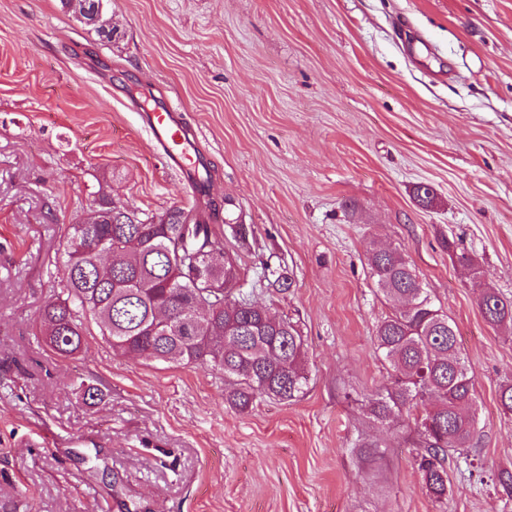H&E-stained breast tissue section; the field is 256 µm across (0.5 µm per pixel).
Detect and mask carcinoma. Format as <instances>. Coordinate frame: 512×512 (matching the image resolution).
Here are the masks:
<instances>
[{
	"instance_id": "cac0c4a2",
	"label": "carcinoma",
	"mask_w": 512,
	"mask_h": 512,
	"mask_svg": "<svg viewBox=\"0 0 512 512\" xmlns=\"http://www.w3.org/2000/svg\"><path fill=\"white\" fill-rule=\"evenodd\" d=\"M62 7L110 38L103 0H61ZM367 260L380 293L401 308L377 326L375 346L391 370L386 395L370 402L377 420L406 413L419 432L415 463L429 495L448 500V456L472 447L475 377L456 331L412 264L370 243ZM452 260L482 289L480 307L494 328L512 330V302L484 286L479 262L465 251ZM57 275L62 291L39 312L49 348L78 352L84 322L95 321L112 351L191 367H216L224 398L244 412L260 398L296 400L308 383L299 325L275 318L240 288L236 259L211 225L176 207L140 216L103 195L92 223L69 225ZM193 333L185 337L183 319Z\"/></svg>"
}]
</instances>
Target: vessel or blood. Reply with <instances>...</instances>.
I'll return each mask as SVG.
<instances>
[{"instance_id":"obj_1","label":"vessel or blood","mask_w":512,"mask_h":512,"mask_svg":"<svg viewBox=\"0 0 512 512\" xmlns=\"http://www.w3.org/2000/svg\"><path fill=\"white\" fill-rule=\"evenodd\" d=\"M147 128L166 166L201 178V153L197 144L188 139L173 106L153 108L147 116Z\"/></svg>"}]
</instances>
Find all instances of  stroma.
<instances>
[{"label": "stroma", "instance_id": "obj_1", "mask_svg": "<svg viewBox=\"0 0 512 512\" xmlns=\"http://www.w3.org/2000/svg\"><path fill=\"white\" fill-rule=\"evenodd\" d=\"M105 40L60 0H0V512H512V332L451 262L512 301V0H111ZM169 101L210 166L212 219L253 301L297 321L308 387L238 411L224 374L112 352L94 322L55 354L40 307L99 194L193 208L132 97ZM432 191L431 203L416 196ZM398 249L476 382L472 448L435 503L374 340L367 265ZM290 275L270 292L266 270ZM104 393L85 403L80 382ZM452 260L477 288H483L480 307L487 322L494 328H509L512 331V302L501 298L492 288L484 286L479 262L465 251H452Z\"/></svg>", "mask_w": 512, "mask_h": 512}]
</instances>
